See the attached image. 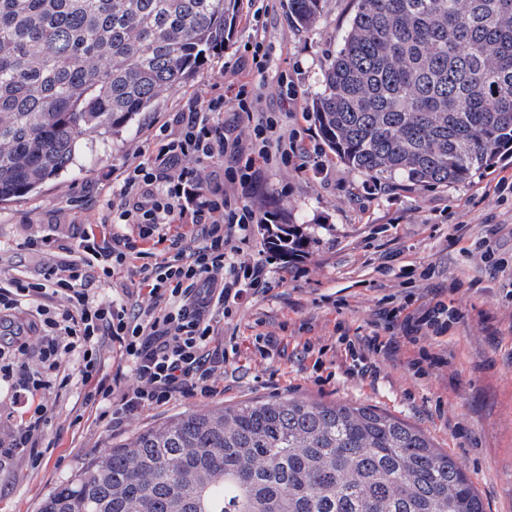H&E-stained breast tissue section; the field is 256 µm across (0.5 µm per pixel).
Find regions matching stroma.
<instances>
[{
    "instance_id": "obj_1",
    "label": "stroma",
    "mask_w": 512,
    "mask_h": 512,
    "mask_svg": "<svg viewBox=\"0 0 512 512\" xmlns=\"http://www.w3.org/2000/svg\"><path fill=\"white\" fill-rule=\"evenodd\" d=\"M352 13L351 0H325L320 21L299 29L288 15V0H276L259 27L239 20L231 41L207 54L201 72L207 75L234 62L258 32L271 56L268 70L255 78L263 107L279 110L283 81L297 86L303 104H310L323 90L328 57L342 43ZM197 85L193 79L169 89L151 112L139 113L114 136L85 131L68 171L0 204V244L15 247L26 235L54 232L57 210L73 202L79 215L96 217L110 197L113 168L126 162L130 149L144 144L150 115L181 107ZM510 173L512 161L453 187L398 179L393 191L370 197L363 190L364 176L338 160L322 179L291 166L266 170L253 190L256 202L276 213L279 223L296 225L309 246L300 256L272 251L268 233L253 226L250 245L266 250L277 286L255 294L230 318L237 349L224 366L223 392L207 399L177 395L118 424L82 407L76 391L63 393L44 430L54 446L40 465L21 456L0 466V512H37L41 500L90 455L123 445L174 415L287 395L370 405L401 418L448 451L476 486L486 512H512L508 278L471 260L452 236L464 213L476 234L490 224L512 228V194L499 200L484 195ZM452 285L458 288L462 314L446 333L414 345L396 327H375L378 299H387L393 308L408 292L428 297ZM488 317L495 333L483 329ZM260 319L280 342L279 353L268 359L254 342ZM373 332L393 341L396 352L389 359L377 358V379H363L350 374L343 350L348 340ZM309 338L328 347L317 369L299 354ZM424 351L436 364L420 377L411 362Z\"/></svg>"
}]
</instances>
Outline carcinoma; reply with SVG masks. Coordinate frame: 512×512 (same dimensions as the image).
<instances>
[{
    "label": "carcinoma",
    "instance_id": "obj_1",
    "mask_svg": "<svg viewBox=\"0 0 512 512\" xmlns=\"http://www.w3.org/2000/svg\"><path fill=\"white\" fill-rule=\"evenodd\" d=\"M242 0H0V202L73 164L226 46ZM324 0H289L299 28ZM312 105L373 182L469 184L512 158V0H354ZM288 255L308 239L287 224ZM38 512H485L455 460L375 407L283 397L180 414L93 455Z\"/></svg>",
    "mask_w": 512,
    "mask_h": 512
}]
</instances>
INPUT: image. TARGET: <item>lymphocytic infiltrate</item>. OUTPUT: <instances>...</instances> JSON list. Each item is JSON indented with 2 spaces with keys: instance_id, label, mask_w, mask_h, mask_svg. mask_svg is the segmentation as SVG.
<instances>
[{
  "instance_id": "obj_1",
  "label": "lymphocytic infiltrate",
  "mask_w": 512,
  "mask_h": 512,
  "mask_svg": "<svg viewBox=\"0 0 512 512\" xmlns=\"http://www.w3.org/2000/svg\"><path fill=\"white\" fill-rule=\"evenodd\" d=\"M269 54L261 40L229 70L206 76L179 109L154 116L152 152L136 146L113 169L117 193L96 222L70 221L56 235L29 237L41 255L33 275H0V389L20 425L0 424V461L39 462L48 409L71 382L82 402L120 423L183 394L210 398L224 379V321L271 285L268 259L245 247L253 224L271 222L252 198L264 171L295 164L322 178L318 147L263 111L254 81ZM236 87L224 99L223 84ZM176 224L188 225L173 234ZM415 342L460 317L457 302L431 297L415 310L379 308ZM122 359L107 374V355ZM347 351L360 375L394 349L379 334Z\"/></svg>"
}]
</instances>
